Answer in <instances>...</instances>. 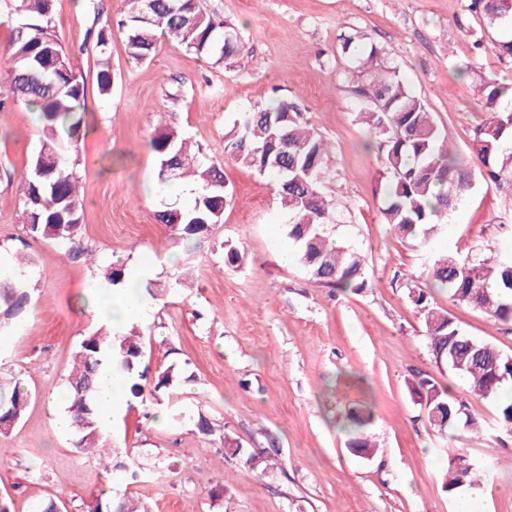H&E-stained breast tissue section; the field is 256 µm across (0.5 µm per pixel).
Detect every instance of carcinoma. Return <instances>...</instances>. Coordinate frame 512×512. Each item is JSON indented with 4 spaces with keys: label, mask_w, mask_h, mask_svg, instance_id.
Listing matches in <instances>:
<instances>
[{
    "label": "carcinoma",
    "mask_w": 512,
    "mask_h": 512,
    "mask_svg": "<svg viewBox=\"0 0 512 512\" xmlns=\"http://www.w3.org/2000/svg\"><path fill=\"white\" fill-rule=\"evenodd\" d=\"M7 8L25 14L31 22L16 27L9 46L12 63L8 81L0 82V111L7 101L33 106L39 112L42 139L20 183L24 223L29 234L56 241L70 257L85 254L80 242L83 203L76 183L81 151V112L85 83L77 75L52 31V0H10ZM470 8L489 22L512 26V0H471ZM117 25L126 36L129 56L137 62L152 58L158 33L214 64L237 56L243 43L235 27L203 12L198 0H126ZM112 35L104 25L96 33L100 58L96 75L102 95L112 91V72L105 50ZM379 50L364 45L354 55L362 78L357 93L366 102L359 119L374 136L381 152L383 172L379 192L384 199V223L392 232L425 246L435 236L458 202L481 178L512 186V98L508 86L496 78L478 87L485 119L474 129L470 143L473 165L464 167L453 157L448 138L438 127L427 104L403 78L400 68L378 61ZM158 162V186L171 180L201 182L204 192L185 207L164 206L157 219L174 239H202L221 222L232 200L224 165L201 146L191 150L187 138L175 130L162 131L149 142ZM224 159L272 178L285 218L288 239L311 279L328 288L359 291L368 279L363 256L350 246L336 244L326 234L335 221L333 204L324 183L334 164V152L324 138L303 122L294 102L279 100L264 108L241 112L224 130ZM33 276L31 262L14 259L0 271V329L20 319L29 308ZM432 285L448 291L454 301L485 312L501 323H512V250L489 261L471 255L434 253L429 261ZM418 311L439 363L473 392L495 401L500 424L512 429V396L503 386L512 382V354L472 339L460 330L448 311L431 304L414 281L405 284ZM132 325L122 332L104 323L83 337L67 376L66 409L72 419L75 447L105 459L107 444L98 418L95 392L98 378L108 370L130 383V394L144 398L149 367L139 369L143 346ZM413 402L442 432L465 429L480 432L482 425L468 413L466 403L430 377L407 383ZM31 392L14 375L0 374V421L18 423ZM347 448L364 456L374 445L368 430L369 409L350 417ZM472 464L463 454L448 461L441 475L443 488L461 487ZM87 512H151L127 496L95 499Z\"/></svg>",
    "instance_id": "carcinoma-1"
}]
</instances>
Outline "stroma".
<instances>
[{
	"label": "stroma",
	"mask_w": 512,
	"mask_h": 512,
	"mask_svg": "<svg viewBox=\"0 0 512 512\" xmlns=\"http://www.w3.org/2000/svg\"><path fill=\"white\" fill-rule=\"evenodd\" d=\"M201 9L234 24L240 55L212 65L159 38L154 58L134 63L126 39L113 31L107 50L112 92L100 95L97 30L123 0H54L52 26L87 96L78 194L81 241L96 263L68 258L53 240L27 233L19 192L41 139L34 112L21 104L0 112V261L22 252L36 265L32 306L0 335V372L21 373L31 391L24 417L0 433V503L9 512H37L59 499L62 512H85L94 495L129 493L154 512H457L461 493H448L440 472L457 449L495 478L476 512H512V431L497 423V407L437 364L407 278L428 287V257L475 252L493 259L512 248V189L478 185L430 246L398 238L382 221L376 187L377 150L358 114L359 79L339 36L358 31L400 68L459 157H466L483 111V76L512 82V61L476 39L501 31L469 10V0H199ZM294 101L304 121L335 151L324 185L336 204L328 232L366 258L368 286L360 292L310 280L298 260L282 263L292 243L281 227L273 182L224 158V128L238 112ZM190 136L224 163L234 198L201 242L176 241L159 224L163 204L181 201L159 191L158 164L148 148L161 130ZM242 247L230 264L224 244ZM153 263L136 324L152 372L174 367L187 415L168 418L166 392L126 397L109 427L114 462L136 463L141 480L116 481L91 455L57 430L65 411V378L82 338L99 324L86 298L107 291L98 266ZM180 291H168L175 278ZM465 335L512 353V326L433 291ZM433 378L463 399L483 433L444 436L413 403L407 380ZM371 408L377 452H348L351 408ZM207 417L214 435L199 434ZM231 435L241 454L218 439Z\"/></svg>",
	"instance_id": "stroma-1"
}]
</instances>
